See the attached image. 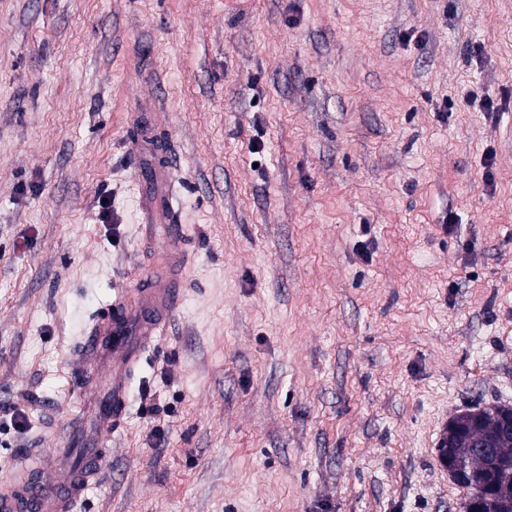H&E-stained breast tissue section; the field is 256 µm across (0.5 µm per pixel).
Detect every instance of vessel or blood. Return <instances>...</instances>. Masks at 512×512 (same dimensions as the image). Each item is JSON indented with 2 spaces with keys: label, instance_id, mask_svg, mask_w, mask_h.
I'll return each mask as SVG.
<instances>
[{
  "label": "vessel or blood",
  "instance_id": "b4317fda",
  "mask_svg": "<svg viewBox=\"0 0 512 512\" xmlns=\"http://www.w3.org/2000/svg\"><path fill=\"white\" fill-rule=\"evenodd\" d=\"M137 153L139 179L171 191V158L149 137L138 140ZM154 217L153 209H145L141 230L149 245L162 249L163 271L139 272L131 288L113 295L96 316L83 342V365L94 367L108 384V392L99 403L98 426L103 433L116 429L123 419L134 371L184 297L182 242L186 228L171 217L163 237H156ZM82 432L83 424L77 418L71 420L65 431L66 442L81 449L78 466H65L59 480L48 482L44 479L45 463L29 465L14 477L6 492L0 493V512H73L100 477L109 455L108 449L84 446Z\"/></svg>",
  "mask_w": 512,
  "mask_h": 512
}]
</instances>
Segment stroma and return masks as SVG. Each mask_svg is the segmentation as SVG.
<instances>
[{"mask_svg": "<svg viewBox=\"0 0 512 512\" xmlns=\"http://www.w3.org/2000/svg\"><path fill=\"white\" fill-rule=\"evenodd\" d=\"M136 124L185 294L74 512H464L443 430L512 405V0H0V488L68 460L152 260Z\"/></svg>", "mask_w": 512, "mask_h": 512, "instance_id": "obj_1", "label": "stroma"}]
</instances>
